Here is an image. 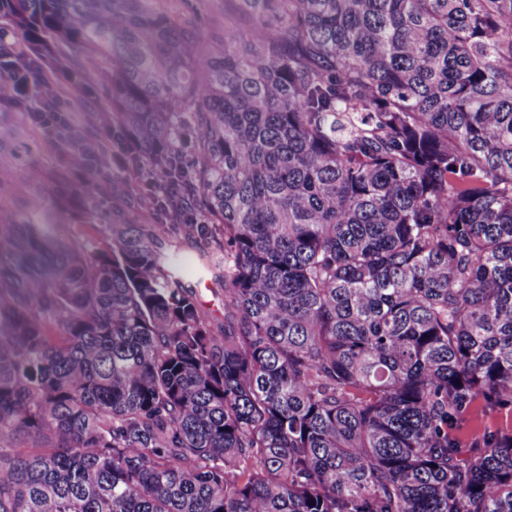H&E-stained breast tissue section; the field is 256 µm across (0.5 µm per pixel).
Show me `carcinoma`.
I'll list each match as a JSON object with an SVG mask.
<instances>
[{
	"label": "carcinoma",
	"mask_w": 512,
	"mask_h": 512,
	"mask_svg": "<svg viewBox=\"0 0 512 512\" xmlns=\"http://www.w3.org/2000/svg\"><path fill=\"white\" fill-rule=\"evenodd\" d=\"M0 0L45 70L199 197L0 234V512H512V0ZM162 8L177 19L195 16L204 34V50L224 45V0H162ZM77 211L71 215L67 212V217L60 220L61 234L70 239L78 241H101L107 235L102 226H93L90 224H79L80 217ZM180 241L183 255L187 261L184 272L196 288L197 299L201 308L218 321H224V291L221 289L224 286L212 281L211 278L204 277L202 274L197 275L193 257L199 244L194 240L181 239Z\"/></svg>",
	"instance_id": "carcinoma-1"
}]
</instances>
